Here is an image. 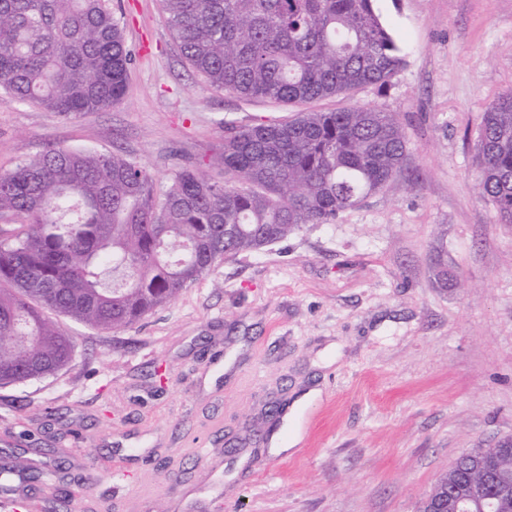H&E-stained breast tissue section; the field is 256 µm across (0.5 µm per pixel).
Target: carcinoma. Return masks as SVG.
<instances>
[{"mask_svg": "<svg viewBox=\"0 0 512 512\" xmlns=\"http://www.w3.org/2000/svg\"><path fill=\"white\" fill-rule=\"evenodd\" d=\"M376 0H161L184 59L211 88L300 105L389 85L404 65ZM131 53L106 0H0V91L55 112L105 110ZM477 187L512 224V93L486 108ZM396 114L369 107L224 123V180L192 167L156 190L116 153L55 147L0 172V385L65 367L75 342L52 311L117 332L174 301L214 265L341 213L400 175ZM497 479L512 512V451L458 458L422 501L448 512Z\"/></svg>", "mask_w": 512, "mask_h": 512, "instance_id": "carcinoma-1", "label": "carcinoma"}]
</instances>
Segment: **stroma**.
<instances>
[{"instance_id":"obj_1","label":"stroma","mask_w":512,"mask_h":512,"mask_svg":"<svg viewBox=\"0 0 512 512\" xmlns=\"http://www.w3.org/2000/svg\"><path fill=\"white\" fill-rule=\"evenodd\" d=\"M110 2L132 55L123 100L63 113L0 97V170L69 147L122 154L160 191L182 166L220 180L225 122L289 115L209 88L160 0ZM377 7L403 69L307 108L397 113L403 176L335 223L219 262L119 332L58 317L71 362L0 387V465L41 468L17 485L35 512H79L91 489L100 512H419L460 455L512 437V224L476 182L482 114L512 92V0ZM313 387L302 442L271 455L272 408Z\"/></svg>"}]
</instances>
